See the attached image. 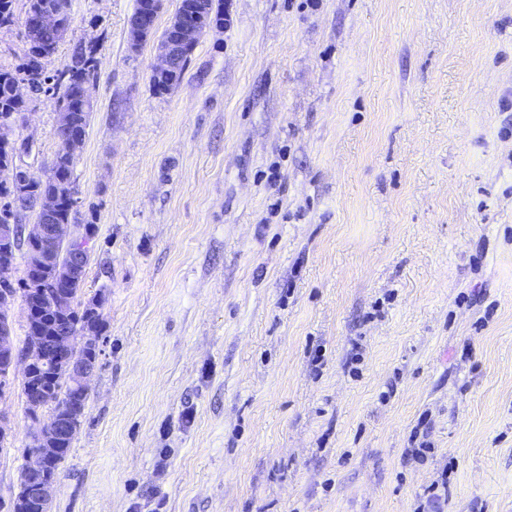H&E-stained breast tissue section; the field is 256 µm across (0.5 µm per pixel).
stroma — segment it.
Here are the masks:
<instances>
[{
  "label": "stroma",
  "mask_w": 512,
  "mask_h": 512,
  "mask_svg": "<svg viewBox=\"0 0 512 512\" xmlns=\"http://www.w3.org/2000/svg\"><path fill=\"white\" fill-rule=\"evenodd\" d=\"M179 85L135 0L74 165L105 290L49 512H512V0H225ZM55 98L15 129L34 176ZM0 500L33 430L0 392ZM149 12H140L131 16L128 29V43L132 51L138 50L155 34L156 20L162 10L163 0H152Z\"/></svg>",
  "instance_id": "35a3bbf8"
}]
</instances>
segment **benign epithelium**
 Returning a JSON list of instances; mask_svg holds the SVG:
<instances>
[{
  "label": "benign epithelium",
  "instance_id": "benign-epithelium-1",
  "mask_svg": "<svg viewBox=\"0 0 512 512\" xmlns=\"http://www.w3.org/2000/svg\"><path fill=\"white\" fill-rule=\"evenodd\" d=\"M163 0H153V7L148 12H140L131 16L128 29V43L131 50H138L155 34L156 20L162 10ZM64 4H43L29 16L28 30L35 34L44 29H51L58 33H66L69 24L63 17ZM224 24L207 23L203 14H175L167 27L163 37L157 43L156 62L152 72L159 76L173 73L174 56L195 51L200 37L208 30L222 29ZM31 151L29 140L16 143L15 154L9 164L0 168V172L8 174L13 181L30 180L34 175L24 162V156ZM62 197L58 193H48L40 196L36 201L35 210L44 213H53L58 209ZM85 231L79 224H45L37 221L25 225V236H20L10 229L0 233V309L13 306L17 293L12 289L11 272L15 268V261L20 250V243L30 246V260L26 274L29 275L31 287L27 288L24 298L27 312V323L35 324L43 309L44 296L42 294L43 272L58 261V247L64 242L74 244L70 256L71 271L79 272L84 267ZM30 345L20 353H15L11 345V337L0 336V352L8 355V365L0 372V387L6 388L11 383V373L21 370L27 373L33 365L44 361L46 354L54 356V360L67 363L73 369L75 385L69 405L73 412H82V394L90 389L91 379L96 371L98 362L95 360L77 361V345L74 333L63 331L54 341L47 342L35 328L28 337ZM25 402L29 407V419L35 427V447L26 458V467L31 471V495L35 499L51 497L57 486L55 471V448L44 447V442L50 438H64L74 432L71 424H60L54 418H44L41 414L45 407L44 400L39 391L26 387Z\"/></svg>",
  "mask_w": 512,
  "mask_h": 512
}]
</instances>
